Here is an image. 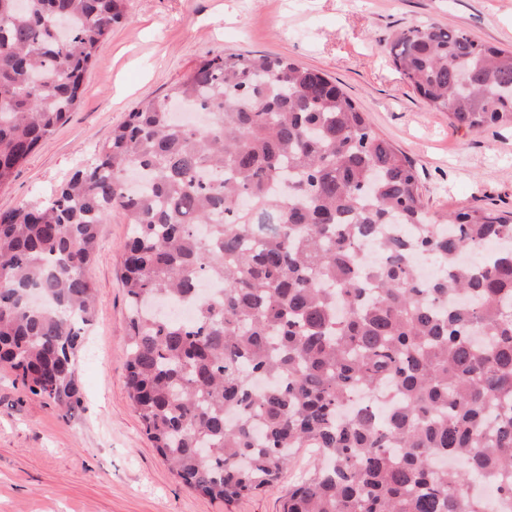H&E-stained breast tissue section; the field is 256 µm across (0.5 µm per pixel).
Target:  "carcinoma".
<instances>
[{
    "label": "carcinoma",
    "instance_id": "carcinoma-1",
    "mask_svg": "<svg viewBox=\"0 0 512 512\" xmlns=\"http://www.w3.org/2000/svg\"><path fill=\"white\" fill-rule=\"evenodd\" d=\"M24 2L0 0V186L67 120L125 15V0ZM390 55L457 127L512 124V51L428 23L395 32ZM114 210L130 224L127 392L186 486L231 502L313 448L282 512H487L484 482L512 500V215L431 213L412 161L332 77L282 56L205 58L49 198L0 212V363L65 416ZM384 224L415 235L381 241L365 276L357 245ZM491 240L500 251L481 253ZM415 253L446 272L421 284ZM201 279L224 291L197 298ZM358 387L389 415L340 416Z\"/></svg>",
    "mask_w": 512,
    "mask_h": 512
}]
</instances>
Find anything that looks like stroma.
I'll list each match as a JSON object with an SVG mask.
<instances>
[{
    "instance_id": "35a3bbf8",
    "label": "stroma",
    "mask_w": 512,
    "mask_h": 512,
    "mask_svg": "<svg viewBox=\"0 0 512 512\" xmlns=\"http://www.w3.org/2000/svg\"><path fill=\"white\" fill-rule=\"evenodd\" d=\"M426 22L512 48V0H126L70 119L0 188V210L48 197L127 112L163 101L206 56L253 52L336 78L413 161L431 210L512 212V127L458 128L392 64L395 31ZM127 234L125 216L113 212L87 269L96 311L78 355L82 404L74 415L61 417L0 368V512H281L289 487L317 461L311 449L296 451L279 482L219 502L184 485L148 439L124 386Z\"/></svg>"
}]
</instances>
